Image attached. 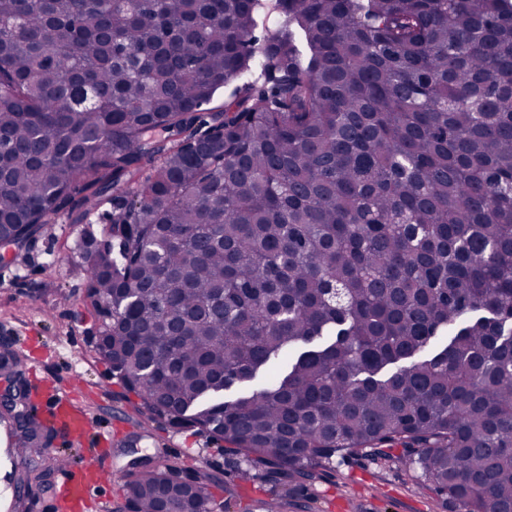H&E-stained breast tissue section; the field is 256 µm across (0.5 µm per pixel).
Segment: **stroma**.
I'll use <instances>...</instances> for the list:
<instances>
[{"label":"stroma","mask_w":512,"mask_h":512,"mask_svg":"<svg viewBox=\"0 0 512 512\" xmlns=\"http://www.w3.org/2000/svg\"><path fill=\"white\" fill-rule=\"evenodd\" d=\"M84 227L58 217L20 257L0 262V350L19 353L25 363L29 405L47 421L49 396L79 387L83 403L111 439L102 463L111 480L98 495L104 512H121L130 462L142 457L184 463L210 474V491L224 512H244L246 505L279 494L269 477L241 480L242 457L225 452L208 434L170 427L136 415L110 365L96 351L98 318L86 303L87 272L78 242ZM10 423L0 418V512H57L59 472L30 490H15L12 473L19 462ZM299 512H456L437 495L419 469L405 461L363 458L335 461L305 491H294Z\"/></svg>","instance_id":"1"}]
</instances>
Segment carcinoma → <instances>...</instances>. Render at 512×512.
Instances as JSON below:
<instances>
[{
	"label": "carcinoma",
	"mask_w": 512,
	"mask_h": 512,
	"mask_svg": "<svg viewBox=\"0 0 512 512\" xmlns=\"http://www.w3.org/2000/svg\"><path fill=\"white\" fill-rule=\"evenodd\" d=\"M62 213L137 413L512 512V0H0V249ZM12 418L22 486L48 432ZM183 471H130L135 512L193 508Z\"/></svg>",
	"instance_id": "1"
}]
</instances>
